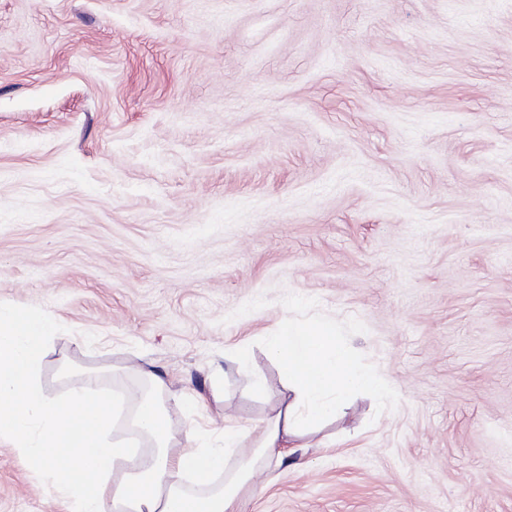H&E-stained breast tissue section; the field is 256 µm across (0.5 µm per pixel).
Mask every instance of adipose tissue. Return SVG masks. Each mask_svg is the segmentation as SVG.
<instances>
[{"instance_id":"obj_1","label":"adipose tissue","mask_w":512,"mask_h":512,"mask_svg":"<svg viewBox=\"0 0 512 512\" xmlns=\"http://www.w3.org/2000/svg\"><path fill=\"white\" fill-rule=\"evenodd\" d=\"M55 331L46 318L0 307V438L38 460L77 512H240V495L252 471L280 467L290 449L302 447L305 436L335 418L349 395L370 390L383 399L393 397L388 384L354 364L331 327L288 326L267 339L284 380L262 433L228 427L223 447L207 448L190 431L184 445L174 448L155 398L143 397L134 424L162 452L135 456L108 440L114 407L108 394L80 387L58 401L43 392L38 369ZM246 442L250 455L223 487L204 499L183 492L190 475L198 484H210L209 468L225 466L229 449ZM118 458L126 471L116 481L112 466Z\"/></svg>"}]
</instances>
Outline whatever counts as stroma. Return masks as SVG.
<instances>
[{
	"mask_svg": "<svg viewBox=\"0 0 512 512\" xmlns=\"http://www.w3.org/2000/svg\"><path fill=\"white\" fill-rule=\"evenodd\" d=\"M0 306L148 453L145 371L214 437L275 404L267 336L331 325L396 400L244 512H512V0H0ZM0 512H72L5 439Z\"/></svg>",
	"mask_w": 512,
	"mask_h": 512,
	"instance_id": "stroma-1",
	"label": "stroma"
}]
</instances>
